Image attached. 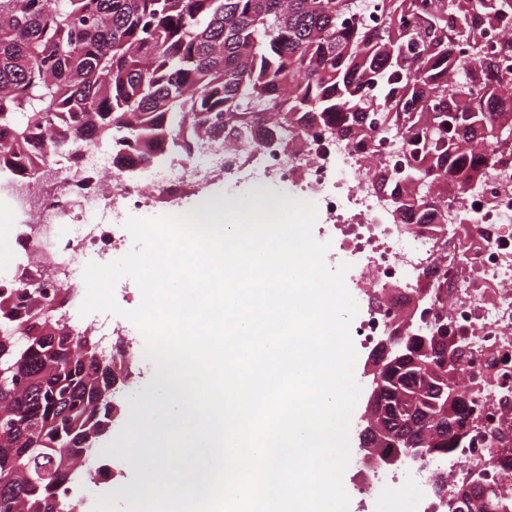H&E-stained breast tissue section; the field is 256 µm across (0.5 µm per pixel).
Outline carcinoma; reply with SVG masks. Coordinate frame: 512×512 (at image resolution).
<instances>
[{
  "mask_svg": "<svg viewBox=\"0 0 512 512\" xmlns=\"http://www.w3.org/2000/svg\"><path fill=\"white\" fill-rule=\"evenodd\" d=\"M0 0V170L39 178V148L75 158L85 143L131 147L155 162L202 130L221 143L275 137L282 127L328 128L359 141L366 116L398 138L404 164L378 172L398 185L402 224H425L441 184L468 189L512 142V0ZM505 32L495 44L490 28ZM30 297L0 291V329L24 327L21 355L5 334L0 352L20 384L0 388V512H65L73 484L91 476L101 422L112 411V371L96 349L43 314ZM379 358L385 401L412 425L380 417L377 454L426 458L462 447L467 416L453 420L422 399L443 398L454 347L413 324ZM453 512H512L478 484Z\"/></svg>",
  "mask_w": 512,
  "mask_h": 512,
  "instance_id": "obj_1",
  "label": "carcinoma"
}]
</instances>
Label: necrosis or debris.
<instances>
[{
	"mask_svg": "<svg viewBox=\"0 0 512 512\" xmlns=\"http://www.w3.org/2000/svg\"><path fill=\"white\" fill-rule=\"evenodd\" d=\"M218 174L246 177L256 186L292 189L314 203L316 233L337 263H348V291L372 296V284L396 283L419 292L416 324L443 328L462 358L449 377L465 392L469 439L441 461L449 488L468 481L474 466L488 467L481 493L512 495V172L472 186L461 201L456 186L440 194L461 224H401L395 199L376 186L370 167H393L403 157L390 140L365 132L353 147L336 144L323 129L282 130L279 138L237 147L209 146ZM115 151L89 144L78 164L51 161L50 184L32 185L0 171V201L12 216L11 254L0 264L21 293L47 297L51 319L65 320L73 335L108 340L115 329L99 314L80 316L88 262L107 263L132 240L128 217L165 202L184 215V186L206 189L209 174L190 156H165L158 171L131 174L115 162ZM402 313L390 300L363 307L356 334L371 343L390 335Z\"/></svg>",
	"mask_w": 512,
	"mask_h": 512,
	"instance_id": "necrosis-or-debris-1",
	"label": "necrosis or debris"
}]
</instances>
